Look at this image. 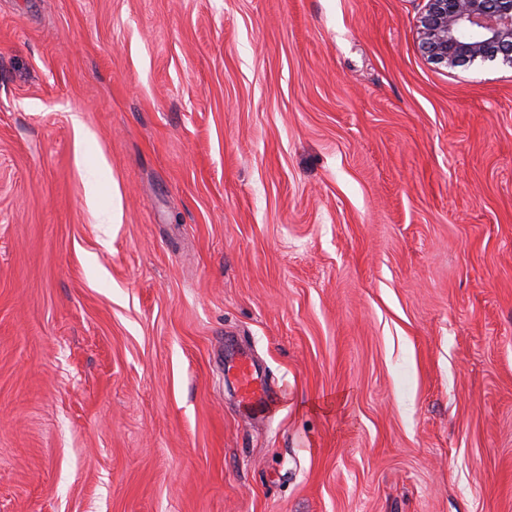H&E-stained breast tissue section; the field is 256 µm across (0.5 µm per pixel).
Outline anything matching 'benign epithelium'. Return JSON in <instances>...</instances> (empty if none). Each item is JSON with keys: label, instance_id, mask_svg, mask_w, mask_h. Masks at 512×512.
<instances>
[{"label": "benign epithelium", "instance_id": "1", "mask_svg": "<svg viewBox=\"0 0 512 512\" xmlns=\"http://www.w3.org/2000/svg\"><path fill=\"white\" fill-rule=\"evenodd\" d=\"M418 34L422 53L436 65L512 67V0H427Z\"/></svg>", "mask_w": 512, "mask_h": 512}]
</instances>
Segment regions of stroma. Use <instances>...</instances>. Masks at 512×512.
I'll return each mask as SVG.
<instances>
[{
  "instance_id": "obj_1",
  "label": "stroma",
  "mask_w": 512,
  "mask_h": 512,
  "mask_svg": "<svg viewBox=\"0 0 512 512\" xmlns=\"http://www.w3.org/2000/svg\"><path fill=\"white\" fill-rule=\"evenodd\" d=\"M425 5L0 0V512H512V68ZM231 369L238 383L242 399L249 405L262 403V393L259 387L257 370L246 359H240L231 365Z\"/></svg>"
}]
</instances>
